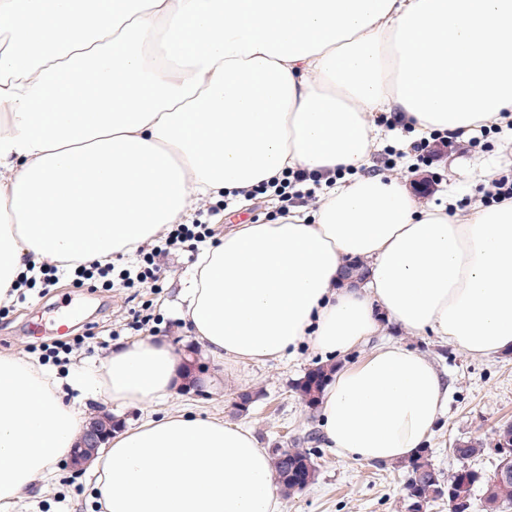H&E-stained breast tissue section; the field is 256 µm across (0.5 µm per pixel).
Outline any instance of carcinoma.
Wrapping results in <instances>:
<instances>
[{
	"instance_id": "carcinoma-1",
	"label": "carcinoma",
	"mask_w": 512,
	"mask_h": 512,
	"mask_svg": "<svg viewBox=\"0 0 512 512\" xmlns=\"http://www.w3.org/2000/svg\"><path fill=\"white\" fill-rule=\"evenodd\" d=\"M331 372L330 367H317L310 370L297 385L302 399L308 405H318L321 390ZM451 452L458 461L464 463L482 454L484 448L482 443L471 440L454 444ZM428 456L429 451L424 448L403 465L408 473L406 489L415 493L421 501L427 504L434 501L443 484L448 491H460L468 495L478 486L481 488V503L491 506L493 512H507L512 507V477L497 480L465 466L445 476L434 468ZM273 469L276 483L286 495L303 490L312 482L316 473L311 453L301 448L288 449L285 458L273 454Z\"/></svg>"
}]
</instances>
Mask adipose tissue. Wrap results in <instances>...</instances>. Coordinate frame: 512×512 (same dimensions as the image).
Listing matches in <instances>:
<instances>
[{"mask_svg": "<svg viewBox=\"0 0 512 512\" xmlns=\"http://www.w3.org/2000/svg\"><path fill=\"white\" fill-rule=\"evenodd\" d=\"M510 112L512 0H0V305L28 266L110 265L199 201L305 171L316 209L238 225L183 281L179 316L210 357H336L385 320L510 353L512 200L451 214L370 171L379 114L427 141ZM188 375L142 337L85 388L148 407ZM447 401L431 360L383 343L327 380L326 445L406 460ZM85 425L55 379L0 353V512L72 460ZM87 469L102 512L280 510L252 432L180 409L116 430Z\"/></svg>", "mask_w": 512, "mask_h": 512, "instance_id": "obj_1", "label": "adipose tissue"}]
</instances>
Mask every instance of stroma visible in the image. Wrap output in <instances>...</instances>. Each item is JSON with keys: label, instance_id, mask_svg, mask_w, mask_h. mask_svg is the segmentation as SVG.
Returning a JSON list of instances; mask_svg holds the SVG:
<instances>
[{"label": "stroma", "instance_id": "1", "mask_svg": "<svg viewBox=\"0 0 512 512\" xmlns=\"http://www.w3.org/2000/svg\"><path fill=\"white\" fill-rule=\"evenodd\" d=\"M409 138L402 123L383 127L373 158L376 171L398 177L409 187L429 177L430 188L420 193V202L451 211L467 209L480 200L482 172L503 170L504 156L512 152V128L504 125L475 129L429 166L418 162L408 149ZM280 206V201L263 195L254 203L238 206L206 200L197 203L195 216L210 220L220 236L240 224L274 220ZM152 246L162 274L156 289L80 286L75 272L61 270L51 286L23 284L14 301L0 308V352L19 354L64 379L78 365L100 368L113 345L141 334L165 337L181 353L194 347L178 307L181 282L195 261L190 252L167 247L164 237H157ZM136 311L150 318L144 328L131 324ZM65 312L71 315L73 336L82 337L83 342L61 360L48 356L42 345L55 341L51 327ZM388 341L428 356L448 384V402L426 442L434 467L444 473L455 471L460 463L450 452L452 444L478 440L485 451L470 460L469 466L492 476L499 460L494 450L496 433L512 424V353L478 359L436 336L411 335L386 322L370 344L336 357L335 362L357 364L373 346ZM196 362L204 370L206 393L200 396L189 388L179 391L177 406L244 426L265 449L279 445L310 450L317 469L315 480L282 498L281 512H405L406 472L401 464L355 463L324 446L320 410L302 400L297 385L310 370L326 365L325 356L304 347L294 357L263 363H221L203 352ZM244 392L251 393L253 401L242 413L235 403ZM28 510L101 512L85 473L70 470L35 494Z\"/></svg>", "mask_w": 512, "mask_h": 512}]
</instances>
